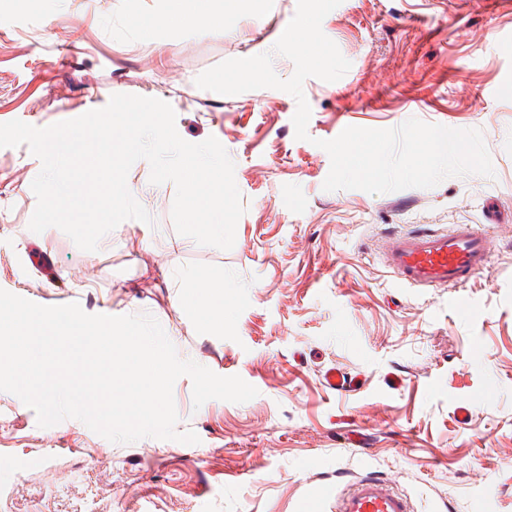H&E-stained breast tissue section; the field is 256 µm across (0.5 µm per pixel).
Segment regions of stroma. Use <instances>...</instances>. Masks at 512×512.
<instances>
[{
    "instance_id": "1",
    "label": "stroma",
    "mask_w": 512,
    "mask_h": 512,
    "mask_svg": "<svg viewBox=\"0 0 512 512\" xmlns=\"http://www.w3.org/2000/svg\"><path fill=\"white\" fill-rule=\"evenodd\" d=\"M161 8L51 0L25 13L0 0V123L47 127L116 93L168 102L184 140L216 137L235 164L246 211L233 248L178 234L175 185L151 184L144 160L127 180L152 224L124 221L94 252L55 227L34 233L41 162L28 146L0 148V289L89 314H151L181 359L240 376L258 395L197 408L190 377L178 378L176 430L200 438L189 445L114 444L72 418L42 428L0 392V512H302L312 498L331 512L367 473L391 479L414 512H512V0H342L322 30L351 67L305 81V140L289 93L195 84L224 60L271 52L297 0L227 12L216 29L140 34L132 16ZM412 117L481 130L493 177L324 190L330 158L317 140ZM455 224L486 226L495 245L491 271L462 289L472 301L463 314L450 289L405 286L381 261L391 237ZM205 274L234 292L220 333L176 307ZM332 367L359 389L326 388Z\"/></svg>"
}]
</instances>
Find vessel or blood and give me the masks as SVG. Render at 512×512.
Here are the masks:
<instances>
[{
    "label": "vessel or blood",
    "instance_id": "vessel-or-blood-1",
    "mask_svg": "<svg viewBox=\"0 0 512 512\" xmlns=\"http://www.w3.org/2000/svg\"><path fill=\"white\" fill-rule=\"evenodd\" d=\"M492 241L473 224H457L448 230L425 228L398 236L388 246L384 265L407 286L452 288V304L466 311L470 302L459 289L470 279L490 271ZM325 385L337 392L356 390L361 381L338 369L324 377ZM334 512H413L409 498L393 489L388 480L364 476L349 489L338 492Z\"/></svg>",
    "mask_w": 512,
    "mask_h": 512
}]
</instances>
